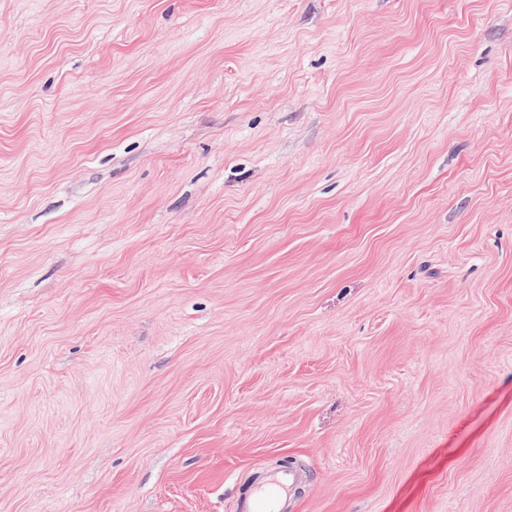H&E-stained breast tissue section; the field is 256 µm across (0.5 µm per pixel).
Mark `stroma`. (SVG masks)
<instances>
[{"label": "stroma", "instance_id": "stroma-1", "mask_svg": "<svg viewBox=\"0 0 512 512\" xmlns=\"http://www.w3.org/2000/svg\"><path fill=\"white\" fill-rule=\"evenodd\" d=\"M512 512V0H0V512ZM300 474L293 471H271L264 482L237 501V512H279Z\"/></svg>", "mask_w": 512, "mask_h": 512}]
</instances>
